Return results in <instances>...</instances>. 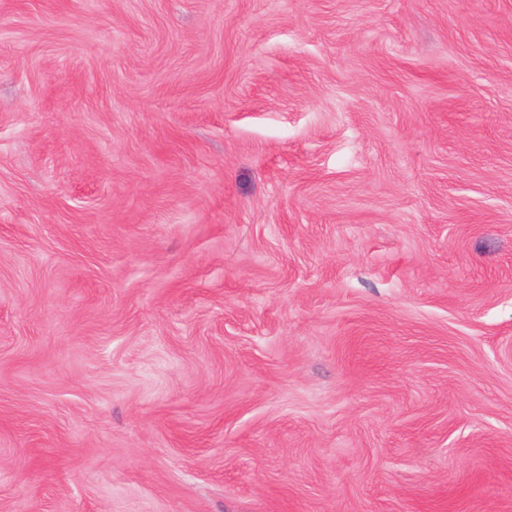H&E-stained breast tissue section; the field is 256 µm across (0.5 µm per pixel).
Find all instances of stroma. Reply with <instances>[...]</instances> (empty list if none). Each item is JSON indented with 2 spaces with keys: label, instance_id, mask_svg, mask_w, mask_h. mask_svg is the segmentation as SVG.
<instances>
[{
  "label": "stroma",
  "instance_id": "stroma-1",
  "mask_svg": "<svg viewBox=\"0 0 512 512\" xmlns=\"http://www.w3.org/2000/svg\"><path fill=\"white\" fill-rule=\"evenodd\" d=\"M0 512H512V0H0Z\"/></svg>",
  "mask_w": 512,
  "mask_h": 512
}]
</instances>
